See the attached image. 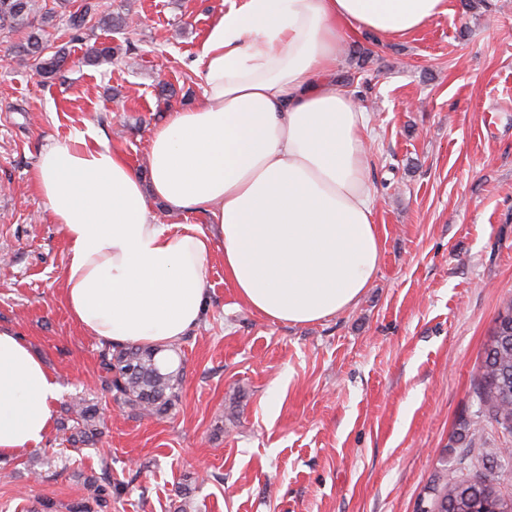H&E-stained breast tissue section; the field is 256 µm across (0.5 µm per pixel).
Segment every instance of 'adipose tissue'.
<instances>
[{"label":"adipose tissue","mask_w":512,"mask_h":512,"mask_svg":"<svg viewBox=\"0 0 512 512\" xmlns=\"http://www.w3.org/2000/svg\"><path fill=\"white\" fill-rule=\"evenodd\" d=\"M194 63L201 89L168 113L146 171L94 124L40 151L32 182L67 245L63 300L87 335L171 344L206 315L213 259L238 300L275 323L355 305L381 261L368 119L336 82L346 30L404 39L447 0H227ZM205 225L163 224L155 204ZM61 387L0 326V460L39 447Z\"/></svg>","instance_id":"ef3b65f1"}]
</instances>
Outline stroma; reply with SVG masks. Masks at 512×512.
<instances>
[{
    "mask_svg": "<svg viewBox=\"0 0 512 512\" xmlns=\"http://www.w3.org/2000/svg\"><path fill=\"white\" fill-rule=\"evenodd\" d=\"M119 30L50 42L62 76L14 58L0 28V325L17 327L59 382L52 431L0 465V512H419L471 448H512L479 404L478 366L512 298V0H448L403 41L348 33L336 74L370 120L382 258L356 305L292 326L247 309L207 274L209 309L178 342L168 416L117 407L96 445L67 440L68 405L102 400L99 342L61 298L66 242L30 174L84 122L138 168L168 109L198 96L190 68L224 0H101ZM121 58L83 64L93 43ZM115 111H107V103ZM480 433H473V425Z\"/></svg>",
    "mask_w": 512,
    "mask_h": 512,
    "instance_id": "obj_1",
    "label": "stroma"
}]
</instances>
